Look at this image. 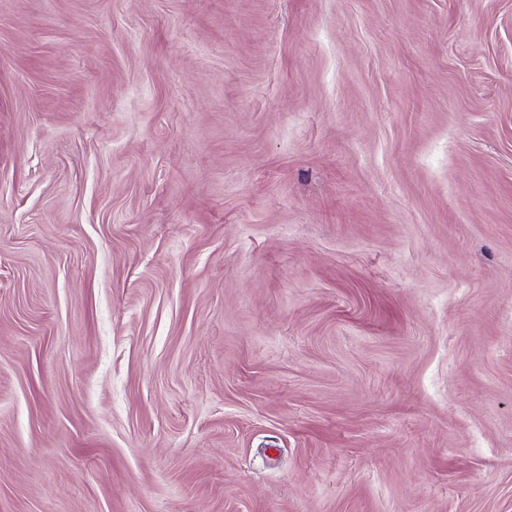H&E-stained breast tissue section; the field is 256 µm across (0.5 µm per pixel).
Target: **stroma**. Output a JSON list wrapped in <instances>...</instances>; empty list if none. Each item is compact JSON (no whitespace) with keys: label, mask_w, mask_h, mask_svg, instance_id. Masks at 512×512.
I'll list each match as a JSON object with an SVG mask.
<instances>
[{"label":"stroma","mask_w":512,"mask_h":512,"mask_svg":"<svg viewBox=\"0 0 512 512\" xmlns=\"http://www.w3.org/2000/svg\"><path fill=\"white\" fill-rule=\"evenodd\" d=\"M0 512H512V0H0Z\"/></svg>","instance_id":"1"}]
</instances>
